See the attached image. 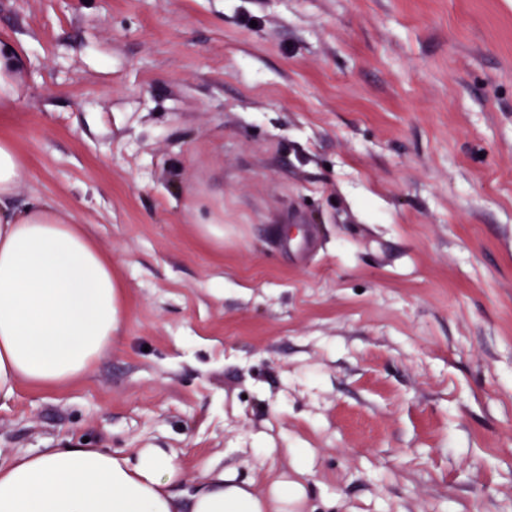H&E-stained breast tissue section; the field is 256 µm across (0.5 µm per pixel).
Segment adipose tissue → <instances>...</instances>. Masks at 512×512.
I'll list each match as a JSON object with an SVG mask.
<instances>
[{"label":"adipose tissue","instance_id":"obj_1","mask_svg":"<svg viewBox=\"0 0 512 512\" xmlns=\"http://www.w3.org/2000/svg\"><path fill=\"white\" fill-rule=\"evenodd\" d=\"M27 60L0 41V110L19 100ZM24 160L0 137V402L20 383L62 387L87 376L121 335V288L112 258L75 213L52 199L16 203ZM173 448L61 446L0 464V512H288L301 486L279 476L267 499L210 468L182 497Z\"/></svg>","mask_w":512,"mask_h":512}]
</instances>
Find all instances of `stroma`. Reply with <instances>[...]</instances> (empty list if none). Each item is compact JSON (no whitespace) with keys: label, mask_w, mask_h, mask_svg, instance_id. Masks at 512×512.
Segmentation results:
<instances>
[{"label":"stroma","mask_w":512,"mask_h":512,"mask_svg":"<svg viewBox=\"0 0 512 512\" xmlns=\"http://www.w3.org/2000/svg\"><path fill=\"white\" fill-rule=\"evenodd\" d=\"M0 38L16 200L75 210L123 306L88 377L0 406L1 464L512 512V0H0ZM27 60L16 45L0 41V110L13 108L19 100Z\"/></svg>","instance_id":"35a3bbf8"}]
</instances>
